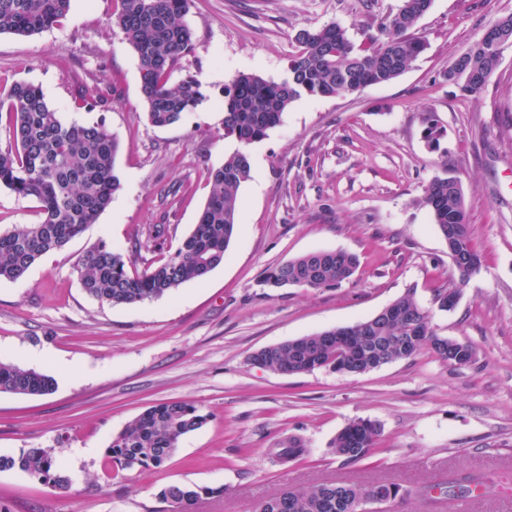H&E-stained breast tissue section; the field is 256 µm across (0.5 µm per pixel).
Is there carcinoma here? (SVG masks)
I'll return each instance as SVG.
<instances>
[{
  "instance_id": "obj_1",
  "label": "carcinoma",
  "mask_w": 512,
  "mask_h": 512,
  "mask_svg": "<svg viewBox=\"0 0 512 512\" xmlns=\"http://www.w3.org/2000/svg\"><path fill=\"white\" fill-rule=\"evenodd\" d=\"M190 0H117L114 23L137 55L141 91L149 122L156 127L177 123L182 114L205 98L203 82L193 74L174 80L173 73L193 49L192 33L184 23ZM433 0H401L398 11L378 27L361 46L348 37L337 22L296 35L299 52L283 80L269 81L257 74L240 73L224 85V136L238 147L224 163L208 170L210 194L197 223L176 251L151 262L142 271L130 270L131 258L100 239L75 262L85 293L109 305L134 304L160 298L180 286L203 280L224 262L239 214V191L250 174L248 148L263 140L280 124L284 112L304 96L334 97L353 94L367 86L386 84L403 74L424 50L425 43L411 34ZM71 0H0V35L30 37L60 23ZM498 58L488 36L465 50L446 77L454 81L465 74L476 92L484 76L497 69ZM86 104L105 107L110 93L97 87L83 91ZM6 113L11 143L0 149V187L38 203L40 219L0 232V280H17L45 254L65 247L87 225L96 222L120 188L116 174L119 142L103 123L65 124L48 103L42 89L19 81L0 89V114ZM459 178L450 170L428 185L422 203L444 237L448 225L461 226L456 250L477 255L464 196L458 194ZM168 233L164 224L146 229L147 249L161 245ZM358 258L347 251L333 254L310 252L265 269L264 288H336L349 280ZM395 316L374 315L351 326L334 328L266 347L255 360L264 368L287 374L336 370L347 365L353 373H365L385 364L409 358L427 348L455 365H467L474 356L472 345L438 335L426 311L408 290L391 303ZM54 388L51 377L33 369L0 361V392L41 396ZM198 406L187 401L160 402L151 406L106 449L109 464L127 469L159 468L176 452L180 438L206 421ZM379 426L371 420L349 423L334 438V454L359 461L377 445ZM308 449L297 438L283 448L269 450L283 465L303 459ZM19 470L64 491L69 479L63 462L51 450L29 448L17 456L0 455V471ZM436 499L461 501L486 492L484 477L472 474L448 486L436 482L418 489L400 483L362 485L329 481L307 490H285L272 495L255 512H357L360 500H376L393 506L434 490ZM217 494L209 487L170 485L160 492L176 512H193L201 500Z\"/></svg>"
}]
</instances>
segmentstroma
Listing matches in <instances>:
<instances>
[{
  "mask_svg": "<svg viewBox=\"0 0 512 512\" xmlns=\"http://www.w3.org/2000/svg\"><path fill=\"white\" fill-rule=\"evenodd\" d=\"M401 0H191L185 21L206 98L172 126L146 117L137 56L111 22L115 0H71L60 25L0 35V86H39L62 121L105 123L120 143L110 207L62 250L15 281L0 280V360L50 376L44 396L0 393V454L49 448L70 479L59 491L0 471V512H167L172 484L216 496L196 512H254L269 496L333 479L418 486L473 473L495 484L464 505L415 498L393 512H512V43L487 84L467 94L444 74L512 0H433L413 30L426 48L390 83L337 97H304L250 146L236 232L203 282L130 305L86 295L77 257L99 239L130 252L139 229L165 224L161 252L133 253L136 269L169 256L196 224L209 168L236 147L224 135V85L255 73L279 81L295 35L332 21L355 43ZM83 84L109 86L107 108L83 104ZM441 129L425 137L428 120ZM452 167L460 179L480 269L459 282L448 244L422 203ZM318 250L360 258L335 288L272 291L263 271ZM414 289L436 332L469 343L470 364L431 350L362 374L289 375L256 365L261 349L365 320ZM458 295L440 310L435 295ZM164 401H190L207 422L162 467L105 470V450L133 419ZM380 427L379 449L355 463L331 443L348 423ZM309 450L279 467L286 437Z\"/></svg>",
  "mask_w": 512,
  "mask_h": 512,
  "instance_id": "1",
  "label": "stroma"
}]
</instances>
